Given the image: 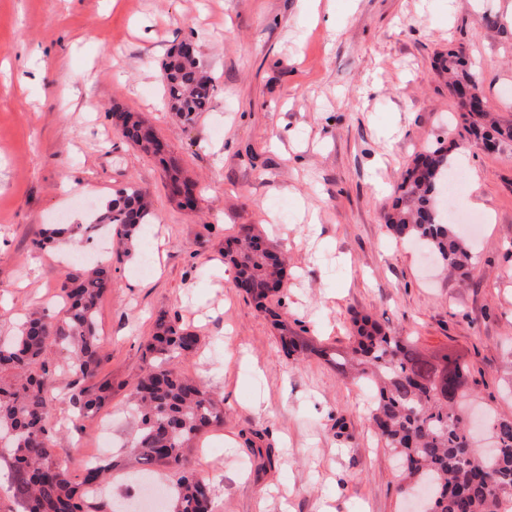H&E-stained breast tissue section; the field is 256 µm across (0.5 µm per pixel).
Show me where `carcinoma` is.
<instances>
[{
  "instance_id": "obj_1",
  "label": "carcinoma",
  "mask_w": 512,
  "mask_h": 512,
  "mask_svg": "<svg viewBox=\"0 0 512 512\" xmlns=\"http://www.w3.org/2000/svg\"><path fill=\"white\" fill-rule=\"evenodd\" d=\"M181 50L182 46H176L163 65L164 90L169 110L191 123L196 115L208 111L215 85L199 57ZM443 66L470 119L471 134L485 144L494 139L512 140L511 125H498L486 107L476 108L462 97L464 88L476 84L465 59L450 52ZM112 118L123 137L168 166L163 155L144 143V122L139 116L118 110ZM449 167L448 152L440 147L418 155L394 189L392 212L385 224L400 239L425 241L439 259L464 271L469 251L436 207ZM183 185L189 187L187 202L198 201L200 190L194 180L181 178L177 172L170 175L172 197L180 194ZM154 217L147 193L128 186L116 190L92 222L54 224L35 245L42 249L74 235L90 239L96 227L105 225L126 252L139 226ZM233 244L224 250V259L236 270L235 287L280 331L285 356L313 353L338 366L351 383L364 382L373 391L372 422L386 447L403 461L401 492L430 483L429 512H512V499L506 497L512 491V418L493 421L497 448L479 449L459 402L467 386L465 364L446 355L426 358L410 337L387 331L367 314L353 317L352 363L338 362L336 353L314 346L288 325L279 309L268 304L283 284L284 255L250 226L242 228ZM111 286V255L92 266H76L60 286L63 319L33 314L9 342L0 343V373L13 372L19 378L16 384L0 385V433L8 435L0 458L11 463L20 512H87L80 486L72 483L68 467L55 460L57 435L46 417L50 383L46 355L52 346L64 345L70 352L69 373L83 381L97 375L101 365L98 303ZM199 343L195 332L164 316L158 318L146 346V368L131 390L133 410L140 421L131 452L143 467L164 464L176 470L178 478L168 495L171 512H213L212 487L190 467L187 452L200 434L224 424L223 401L178 368L179 359L195 353ZM110 389L107 382L96 388L79 387L71 400L79 414H94ZM111 468L105 459L85 468L81 486L102 484Z\"/></svg>"
}]
</instances>
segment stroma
<instances>
[{"instance_id":"35a3bbf8","label":"stroma","mask_w":512,"mask_h":512,"mask_svg":"<svg viewBox=\"0 0 512 512\" xmlns=\"http://www.w3.org/2000/svg\"><path fill=\"white\" fill-rule=\"evenodd\" d=\"M485 13L498 28L481 30ZM511 14L512 0H0V339L29 312L61 316L70 255L93 252L77 237L38 249L47 225L87 223L129 185L155 206L99 302L97 379L112 392L98 415L69 401L67 351L47 352L55 457L73 481L112 419L111 493L92 508L119 506L142 481L128 397L163 314L200 338L181 370L224 400L223 426L189 454L217 512H406L365 391L317 357L289 363L235 288L224 245L245 225L287 254L277 298L303 336L342 350L354 315H371L426 356L461 357L470 399L512 416V141L488 151L469 136L440 67L463 55L511 125ZM184 40L215 79L209 110L189 124L169 112L161 79ZM118 109L138 113L200 182L196 211L116 132ZM449 142L464 189L437 205H455L476 242L464 276L385 226L414 158ZM72 172L88 190L68 188Z\"/></svg>"}]
</instances>
